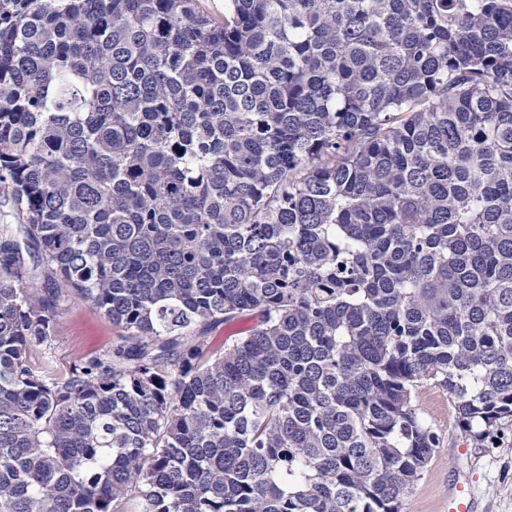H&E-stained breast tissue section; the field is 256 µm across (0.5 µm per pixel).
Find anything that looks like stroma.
Wrapping results in <instances>:
<instances>
[{"instance_id": "obj_1", "label": "stroma", "mask_w": 512, "mask_h": 512, "mask_svg": "<svg viewBox=\"0 0 512 512\" xmlns=\"http://www.w3.org/2000/svg\"><path fill=\"white\" fill-rule=\"evenodd\" d=\"M57 334L59 341L49 356L53 368L63 373L78 360L110 350L118 331L102 312L76 301L63 308ZM416 403L437 432L439 445L409 495L405 512H448V487L457 481L469 484L476 512H512V425H504L496 438L477 448L464 437L441 388H421Z\"/></svg>"}]
</instances>
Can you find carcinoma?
<instances>
[{"mask_svg": "<svg viewBox=\"0 0 512 512\" xmlns=\"http://www.w3.org/2000/svg\"><path fill=\"white\" fill-rule=\"evenodd\" d=\"M0 188V512H405L423 383L512 423V0H0ZM118 330L102 312L76 301L63 308L57 324L61 340L49 351L53 368L68 371L79 359L100 355L112 349ZM252 325L253 320L248 316H243L209 328L207 336L210 339L211 346L215 350H220L224 348L225 343L230 344L234 339L245 336Z\"/></svg>", "mask_w": 512, "mask_h": 512, "instance_id": "1", "label": "carcinoma"}]
</instances>
